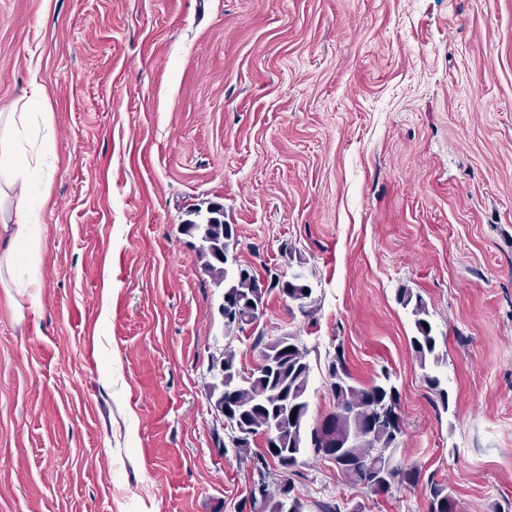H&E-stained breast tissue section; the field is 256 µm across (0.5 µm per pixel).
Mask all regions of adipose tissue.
Returning <instances> with one entry per match:
<instances>
[{
    "label": "adipose tissue",
    "mask_w": 512,
    "mask_h": 512,
    "mask_svg": "<svg viewBox=\"0 0 512 512\" xmlns=\"http://www.w3.org/2000/svg\"><path fill=\"white\" fill-rule=\"evenodd\" d=\"M33 115L0 113V269L12 270L20 248L39 253L44 243L41 213L52 204V172L44 171L32 143Z\"/></svg>",
    "instance_id": "obj_1"
}]
</instances>
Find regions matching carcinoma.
Segmentation results:
<instances>
[{
  "mask_svg": "<svg viewBox=\"0 0 512 512\" xmlns=\"http://www.w3.org/2000/svg\"><path fill=\"white\" fill-rule=\"evenodd\" d=\"M205 218L201 207L188 211L190 219L183 224L185 232L197 237L196 252L202 269L217 288H224L221 314L226 333H244L257 327L266 297L276 291L288 296V309L298 310L311 318L317 311L312 285L295 274L284 280L277 273L270 275L267 286L259 287L258 277L252 270L233 259L224 262L220 251L236 249L238 241L232 234L233 225L224 223V211L207 210ZM224 244L219 249L217 244ZM398 302L411 308L414 317V335L410 343L421 369L427 364L439 363V338L428 322V309L422 297L404 289ZM275 374H265L254 369H244L236 362L231 345L224 349V369H236L239 376L228 374L209 385L210 396L224 395L225 402L245 408L238 427L253 425L248 430L249 441L236 447L239 460L249 464L253 473V486L248 500L250 512L262 505V512H305V504L294 495L295 477L302 465V456L311 449L317 457H324L322 449L334 448L351 432L367 420H374L365 441H355L346 449L345 458L332 459L339 473L351 485L360 486L373 494L389 492L394 485L415 484L420 476L416 467L407 468L395 461L398 437L403 434V421L399 415L400 393L390 382V374L382 379L361 384L351 374L342 344L326 365V383L333 398V411L312 427H307L311 365L310 350L293 334L268 339L263 332L253 338L257 355L274 353L283 346ZM286 400L296 408L291 417L283 412L279 401ZM277 418L279 434L277 443L262 441L261 427L270 416ZM428 512H457V502L448 486L429 477Z\"/></svg>",
  "mask_w": 512,
  "mask_h": 512,
  "instance_id": "carcinoma-1",
  "label": "carcinoma"
}]
</instances>
